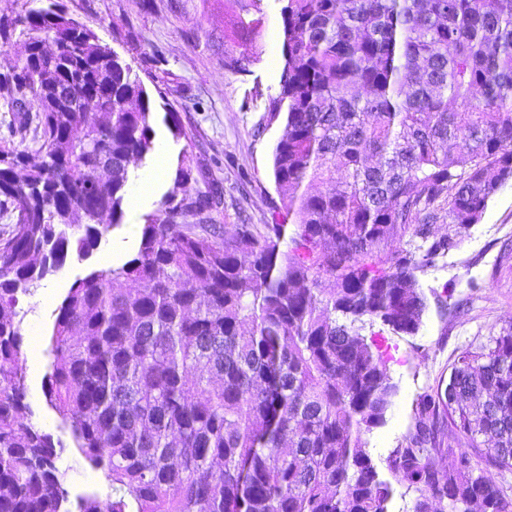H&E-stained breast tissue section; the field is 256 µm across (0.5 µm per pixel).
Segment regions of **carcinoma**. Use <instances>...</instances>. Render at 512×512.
I'll list each match as a JSON object with an SVG mask.
<instances>
[{"mask_svg":"<svg viewBox=\"0 0 512 512\" xmlns=\"http://www.w3.org/2000/svg\"><path fill=\"white\" fill-rule=\"evenodd\" d=\"M262 0H232L243 73ZM270 224H189L221 201L175 187L136 255L77 279L44 354L47 406L112 493L67 508L61 439L28 420L22 300L123 217L153 149L131 66L57 7L0 16V512H512L471 453L512 469V326L421 394L383 477L365 435L396 394L379 324L418 332V272L457 248L512 179V0H284ZM23 42L10 58L4 46ZM343 170L346 178L336 179ZM448 225L436 235L433 225Z\"/></svg>","mask_w":512,"mask_h":512,"instance_id":"obj_1","label":"carcinoma"}]
</instances>
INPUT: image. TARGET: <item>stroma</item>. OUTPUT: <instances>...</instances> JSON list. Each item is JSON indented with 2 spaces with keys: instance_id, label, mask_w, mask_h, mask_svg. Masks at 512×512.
<instances>
[{
  "instance_id": "1",
  "label": "stroma",
  "mask_w": 512,
  "mask_h": 512,
  "mask_svg": "<svg viewBox=\"0 0 512 512\" xmlns=\"http://www.w3.org/2000/svg\"><path fill=\"white\" fill-rule=\"evenodd\" d=\"M71 17L90 29L129 64L152 101L154 153L138 167L150 169L156 150H164L168 174L141 210L110 228L86 259L67 258L23 301V352L31 420L50 433L58 422L42 392L44 355L34 343H46L68 288L79 277L100 269L117 241L129 246L119 262L139 246L143 218L155 214L174 187L182 153L192 154L204 175L218 183L224 200L212 210L211 224H268L282 206L271 170V152L284 131L282 121H268L266 105L277 93L283 65L280 0H262L261 51L247 72L224 68V55L238 51L230 36L235 14L229 0H61ZM185 130L174 137L169 113ZM428 309L412 336L384 331L390 375L397 387L384 425L367 434L369 453L385 469L391 451L414 425L413 408L425 391L446 385L461 345L486 340L490 332L512 325V181L491 200L480 224L472 226L458 248L419 274ZM454 284L446 295V284Z\"/></svg>"
}]
</instances>
